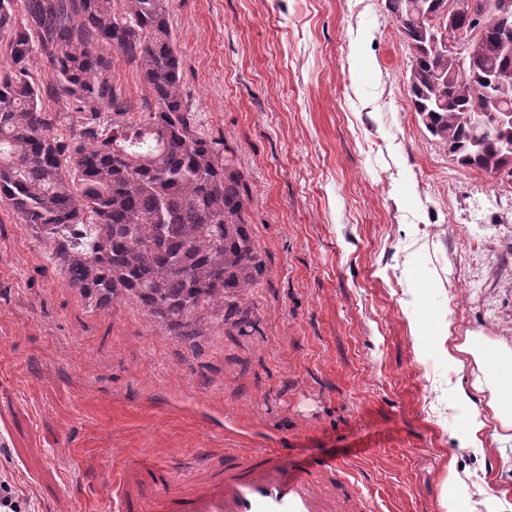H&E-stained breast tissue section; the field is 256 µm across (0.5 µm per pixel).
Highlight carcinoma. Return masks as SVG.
<instances>
[{"mask_svg": "<svg viewBox=\"0 0 512 512\" xmlns=\"http://www.w3.org/2000/svg\"><path fill=\"white\" fill-rule=\"evenodd\" d=\"M169 0H0V199L52 245L50 260L88 306L128 298L185 340L209 320L253 326L248 296L264 261L245 214L250 201L236 152L201 136L181 93L180 53ZM411 53L414 112L458 164L496 174L512 160V118L485 134L470 117L512 112V96L471 94L492 73L512 72L502 48L499 0H386ZM23 8L26 21L16 17ZM458 12L456 25L448 14ZM444 29L478 33L462 63L431 44ZM109 47L150 89L146 112L129 116L112 83ZM45 52L52 79L36 80L30 57ZM63 95L69 135L46 100Z\"/></svg>", "mask_w": 512, "mask_h": 512, "instance_id": "1", "label": "carcinoma"}]
</instances>
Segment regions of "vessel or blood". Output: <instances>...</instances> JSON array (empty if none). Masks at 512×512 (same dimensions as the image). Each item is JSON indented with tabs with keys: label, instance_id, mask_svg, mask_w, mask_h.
Returning <instances> with one entry per match:
<instances>
[{
	"label": "vessel or blood",
	"instance_id": "vessel-or-blood-1",
	"mask_svg": "<svg viewBox=\"0 0 512 512\" xmlns=\"http://www.w3.org/2000/svg\"><path fill=\"white\" fill-rule=\"evenodd\" d=\"M344 462L317 458L291 468L272 448H232L177 464L143 459L112 485L117 512H360L344 503Z\"/></svg>",
	"mask_w": 512,
	"mask_h": 512
}]
</instances>
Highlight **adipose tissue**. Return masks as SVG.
<instances>
[{"label": "adipose tissue", "instance_id": "1", "mask_svg": "<svg viewBox=\"0 0 512 512\" xmlns=\"http://www.w3.org/2000/svg\"><path fill=\"white\" fill-rule=\"evenodd\" d=\"M437 345L445 354L456 353L473 360L488 375L486 411H479L468 393H460L457 400L466 421L470 445L480 448L488 439L500 445L512 442V350L491 357L486 352L485 338L472 334L454 343L446 332L439 335Z\"/></svg>", "mask_w": 512, "mask_h": 512}]
</instances>
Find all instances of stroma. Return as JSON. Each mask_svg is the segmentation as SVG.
<instances>
[{
	"label": "stroma",
	"mask_w": 512,
	"mask_h": 512,
	"mask_svg": "<svg viewBox=\"0 0 512 512\" xmlns=\"http://www.w3.org/2000/svg\"><path fill=\"white\" fill-rule=\"evenodd\" d=\"M199 132L237 153L265 271L254 330L170 334L133 301L85 306L0 201V475L29 512H114L145 455L274 448L349 466L369 512H512V446L466 445L440 329L512 348V177L460 166L410 100L386 0H170ZM131 116L150 97L112 55Z\"/></svg>",
	"instance_id": "stroma-1"
}]
</instances>
